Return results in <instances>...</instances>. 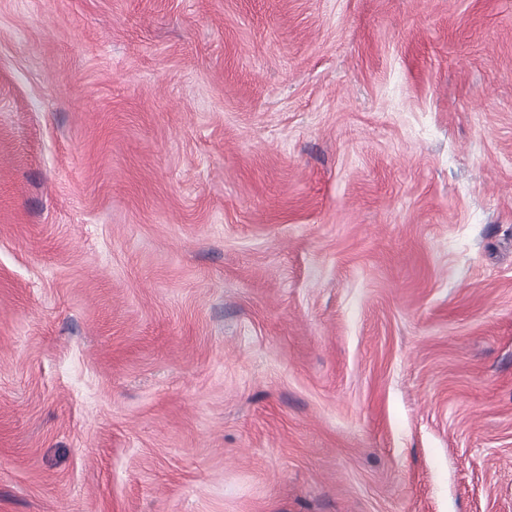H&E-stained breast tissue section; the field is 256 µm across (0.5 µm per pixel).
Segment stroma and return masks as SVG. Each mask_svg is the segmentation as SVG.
<instances>
[{
    "label": "stroma",
    "instance_id": "obj_1",
    "mask_svg": "<svg viewBox=\"0 0 512 512\" xmlns=\"http://www.w3.org/2000/svg\"><path fill=\"white\" fill-rule=\"evenodd\" d=\"M0 512H512V0H0Z\"/></svg>",
    "mask_w": 512,
    "mask_h": 512
}]
</instances>
